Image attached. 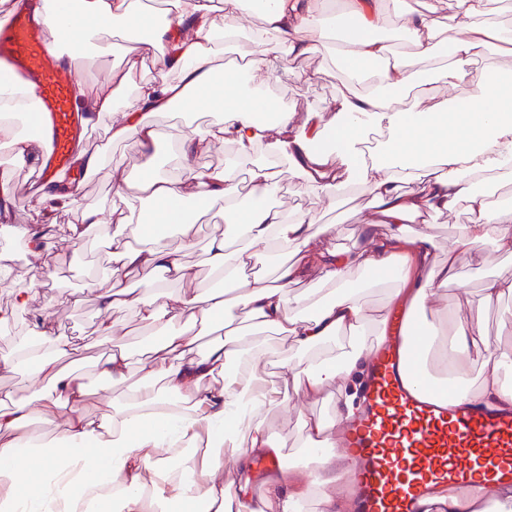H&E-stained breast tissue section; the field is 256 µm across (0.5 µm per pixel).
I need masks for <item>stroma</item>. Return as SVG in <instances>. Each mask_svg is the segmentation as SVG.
<instances>
[{
	"label": "stroma",
	"instance_id": "35a3bbf8",
	"mask_svg": "<svg viewBox=\"0 0 512 512\" xmlns=\"http://www.w3.org/2000/svg\"><path fill=\"white\" fill-rule=\"evenodd\" d=\"M142 58L143 66L135 74L136 79L156 77L157 69L152 64L142 45L134 40H124L119 49L110 56L91 57L85 62V75L89 81L102 79L111 69L124 68L127 58ZM306 73V80H297V73ZM342 78L327 52H320L305 59L288 63V73L279 83L267 87V94L278 104L294 111L296 124H303L308 113L321 111L336 98ZM282 191L280 202L285 209L302 208L310 211L326 229L327 247L343 250L356 241L360 226L372 212L370 202L357 188H349L346 195L336 205L319 199L314 194L299 191L298 181L291 171H282ZM80 204L108 215L118 204L112 191V168L103 166L97 169L89 180L83 182ZM188 213L192 221L197 222L196 238L193 247L183 249L182 236L177 227H169L165 242L176 250H182L186 262L194 266L199 281L205 287L220 286L221 281L213 275L206 264L205 247L210 236L225 230L224 215L218 208H201L197 200H189ZM72 220L70 212L54 211L49 219L53 233V247L49 257L51 266L56 270L55 278L42 279L33 296L32 305L50 313L58 333L66 336L82 337L85 349L78 366L84 374L90 375V394L84 402V411L89 415H99L111 411L112 402L117 396L108 382L94 379L92 373L98 358L104 353V346L98 342V327L101 317L94 300V289L109 285V264L103 250L104 242L99 230H91L84 246V266L79 275H72L71 260L76 254L75 248L66 241L67 226ZM465 210L459 209L443 214L426 216L424 222L408 225L410 234L427 233L433 238L435 251L443 255L449 244L457 237L459 227L466 223ZM485 273L512 274V250L495 249L490 246H477L463 257L457 282L441 289L438 298L428 300L420 309L424 322L443 325V316L451 312L466 318L473 312L482 315L486 335L497 338L501 344L512 345V296L492 304H484L480 293L481 283L477 270ZM83 293L85 301L80 306H72L71 298L75 293ZM14 391L17 398L31 401L38 416L31 426L33 434L48 432V422L57 418L59 411L46 408L40 399L43 384L29 381L24 368L12 371H0V389ZM331 402L324 401L309 404L303 395L286 388L279 401L263 412L269 430L285 443V456H292L295 446L302 435L305 417L319 414L331 415Z\"/></svg>",
	"mask_w": 512,
	"mask_h": 512
}]
</instances>
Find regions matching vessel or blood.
Here are the masks:
<instances>
[{"label":"vessel or blood","mask_w":512,"mask_h":512,"mask_svg":"<svg viewBox=\"0 0 512 512\" xmlns=\"http://www.w3.org/2000/svg\"><path fill=\"white\" fill-rule=\"evenodd\" d=\"M43 9V0H26L0 22V71L30 87L36 103L41 148L24 166L34 187L70 170L74 144L90 132L71 95L78 56L53 48ZM424 331L406 306L371 345L362 411L342 435L344 452L358 462L357 512H417L435 487L455 490L479 475L512 485V407L448 404L421 376Z\"/></svg>","instance_id":"obj_1"}]
</instances>
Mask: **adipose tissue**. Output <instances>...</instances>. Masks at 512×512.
I'll use <instances>...</instances> for the list:
<instances>
[{
    "label": "adipose tissue",
    "mask_w": 512,
    "mask_h": 512,
    "mask_svg": "<svg viewBox=\"0 0 512 512\" xmlns=\"http://www.w3.org/2000/svg\"><path fill=\"white\" fill-rule=\"evenodd\" d=\"M387 0H175L176 21L157 24L144 0H54L49 23L72 31L85 55L102 56L118 32L148 27L145 42L160 75L132 82L138 61L103 80H79L73 97L90 119L113 114L109 140L134 148L135 171L111 164L113 190L121 204L112 211L109 234L110 285L96 292L102 316L99 334L111 338L122 315L136 311L151 332L149 358L132 370L127 349L119 344L95 365L98 378L123 388L121 401L97 417L83 414L89 393L86 377L62 367L78 354L76 340L56 332L48 313L31 304L32 289L15 294L14 309L27 311L34 333L19 356L0 359V368L24 366L44 382L47 406L62 409L51 431L29 435L34 412L29 403L0 391V512H87L93 490L118 484V495H100L98 512H162L166 500L185 512H349L343 495L355 476L354 462L340 453L343 422L358 408L350 383L364 373L366 342L385 335L387 313L372 315L352 288V272L395 271L391 300L418 305L457 278L461 254L477 244L512 245V208L499 207L476 192L483 174L512 170V71L476 62L493 46L512 45V32L486 22L500 0H433L423 10L390 14ZM453 6L460 22L444 28L440 13ZM260 12L261 33H250L244 67L217 65L213 44L232 37L243 15ZM397 18L411 54L391 50L379 38L390 18ZM353 22L354 33L339 49L348 79L363 78L364 90L342 89L328 116L311 114L296 125L294 114L265 92L280 80L284 62L317 52L337 25ZM177 72L168 80L167 72ZM134 84L133 102L116 113L119 90ZM465 97H457V90ZM32 94L24 86L0 84V147L16 161L34 158L38 140L22 127L30 118ZM211 106L220 120L206 131L173 128L162 132L152 115L175 104ZM383 129L379 152L364 156L359 144L368 128ZM330 135L333 146L313 144ZM169 138L177 148L180 177L157 163V147ZM236 145L239 159L266 145L269 161L251 172L252 206L238 197L236 162L201 165L205 138ZM288 166L303 191L336 202L349 185L369 196L373 217L348 249L323 246L322 230L307 211H285L271 203L278 191L277 168ZM79 189L65 177L38 188V208L72 213L67 239L84 245L97 211L78 202ZM202 197L224 213L245 244L233 247L228 235L207 243V263L222 276L220 288H198L196 274L178 251L153 230L155 219L177 225L185 245L196 227L185 216L188 199ZM465 208L470 215L448 255L437 259L432 240L410 235L405 225L429 214ZM389 225L378 234L376 225ZM12 235L26 239L32 270H50L45 224H13ZM274 261V277H248L260 257ZM317 270L319 285L302 293L292 288ZM150 284L154 293L137 291ZM185 292H175V285ZM246 311L245 323L228 319L231 301ZM221 325L224 337L200 349V328ZM272 331L289 347L270 352L246 343L247 332ZM448 340L446 388L454 402L489 407L512 404V348L492 344L479 319L449 317L441 336H426L424 348ZM300 357L289 360V350ZM277 361L293 386L316 401L335 388L330 418L308 417L303 424V461L257 479L254 460L280 455L261 418L279 394L256 372L258 363ZM479 364L478 380L465 369ZM245 448H238V441ZM236 446L226 455V445ZM235 467L239 480L225 484L224 471ZM432 503L446 512H512V487L489 488L477 482L448 491L435 490Z\"/></svg>",
    "instance_id": "adipose-tissue-1"
}]
</instances>
